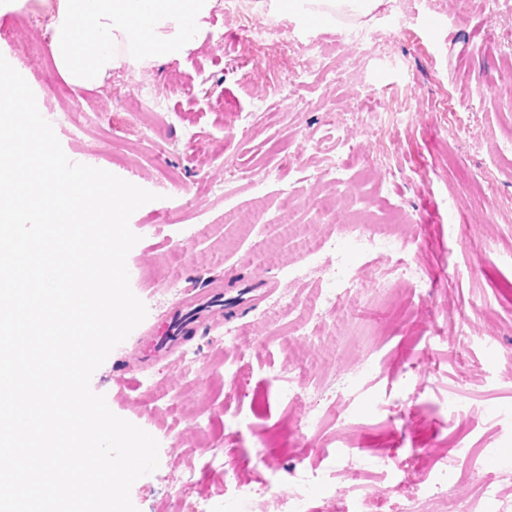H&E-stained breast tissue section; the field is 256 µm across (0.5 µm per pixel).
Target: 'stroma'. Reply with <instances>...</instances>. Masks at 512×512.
<instances>
[{"label":"stroma","mask_w":512,"mask_h":512,"mask_svg":"<svg viewBox=\"0 0 512 512\" xmlns=\"http://www.w3.org/2000/svg\"><path fill=\"white\" fill-rule=\"evenodd\" d=\"M498 16L512 17V0H408L400 19L392 0H379L346 23L287 20L279 50L240 37L242 25L273 17L271 0H255L241 19L213 9L186 55L66 102L43 47L45 79L31 88L43 112L66 114L53 128L67 157L157 195L130 219L139 237L127 257L130 286L147 316L91 378L114 414L159 443L158 468L131 489L138 512H191L203 502L221 512L225 498L260 489L285 499L305 479L306 512H358L368 487L388 489L403 512L447 462L449 505L494 512L472 501L479 482L512 493L503 476L512 470V414L501 412L512 407V53ZM360 32L392 34L395 65L362 68L369 49L355 41ZM315 42L324 46L320 74L284 97L280 74ZM363 79L391 115L379 140L355 119ZM152 85L167 91L170 109L147 113L146 132H133L120 97ZM467 106L476 125L454 129L455 110ZM246 113L255 132L242 129ZM339 117L340 130L331 125ZM340 137L367 160L358 181L372 213L411 218L402 251L379 259L347 241V263L365 282L398 262L420 279L382 299L353 289L306 338L300 327L321 290L305 271L309 252L347 214L336 208L323 223L312 204L337 176ZM298 151L300 167L288 162ZM240 275L274 280L282 303L264 298L230 324L205 322L182 350L138 366L143 331L186 294ZM229 326L239 345L225 343ZM234 374L249 396L228 386ZM287 387L295 396L285 400ZM317 410L322 425L297 431L296 420Z\"/></svg>","instance_id":"35a3bbf8"}]
</instances>
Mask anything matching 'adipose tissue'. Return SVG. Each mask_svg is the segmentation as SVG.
Wrapping results in <instances>:
<instances>
[{"label": "adipose tissue", "instance_id": "adipose-tissue-1", "mask_svg": "<svg viewBox=\"0 0 512 512\" xmlns=\"http://www.w3.org/2000/svg\"><path fill=\"white\" fill-rule=\"evenodd\" d=\"M216 0H56L46 5L52 57L72 85L94 88L113 70L136 68L183 56ZM378 0H275L279 14L302 20H331L352 7L369 14Z\"/></svg>", "mask_w": 512, "mask_h": 512}]
</instances>
